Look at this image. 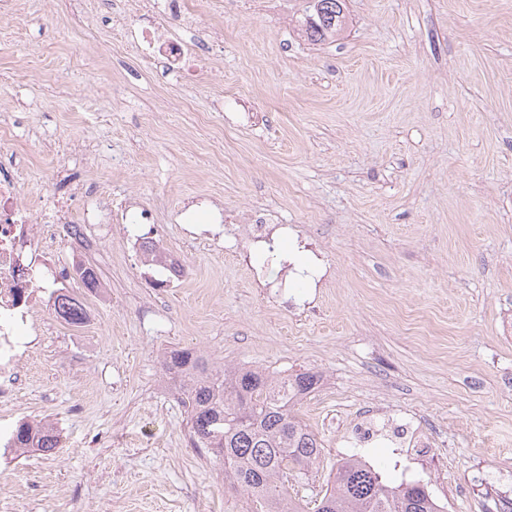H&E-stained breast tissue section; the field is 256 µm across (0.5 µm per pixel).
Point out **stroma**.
<instances>
[{
    "instance_id": "obj_1",
    "label": "stroma",
    "mask_w": 512,
    "mask_h": 512,
    "mask_svg": "<svg viewBox=\"0 0 512 512\" xmlns=\"http://www.w3.org/2000/svg\"><path fill=\"white\" fill-rule=\"evenodd\" d=\"M107 2L14 0L0 16V180L60 197L57 168L94 180L150 210L131 233L188 273L158 287L160 268L107 225L105 292L64 286L95 323L45 315L0 410V429L29 415L63 445L0 459V496L22 512H254L180 445L185 409L158 390L164 353L193 349L321 375L297 413L322 453L287 483L305 512L336 473L337 418L376 383L446 437L418 460L448 512L512 498V0H345L344 30L318 44L305 0H188L195 30L154 25L185 41L193 73L140 64ZM200 192L211 206H193ZM260 204L297 236L271 252L199 236L216 210Z\"/></svg>"
}]
</instances>
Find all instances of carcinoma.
Masks as SVG:
<instances>
[{
  "instance_id": "cac0c4a2",
  "label": "carcinoma",
  "mask_w": 512,
  "mask_h": 512,
  "mask_svg": "<svg viewBox=\"0 0 512 512\" xmlns=\"http://www.w3.org/2000/svg\"><path fill=\"white\" fill-rule=\"evenodd\" d=\"M345 22L344 0H307L304 34L312 43L336 37ZM57 314L68 324L83 323L86 313L75 298H56ZM162 370L181 381L189 429L202 447L201 438L210 421L223 440L224 455H215L224 467V480L251 496L260 512H302L285 490L288 470L305 468L321 455L322 444L294 413L295 401L314 391L321 375L299 371L273 377L262 370L224 366L188 350L168 351ZM37 437V449L51 454L58 441L50 430L30 433L21 428V445ZM315 512H437L427 488L419 483L391 484L357 458L338 464L332 488L326 490Z\"/></svg>"
}]
</instances>
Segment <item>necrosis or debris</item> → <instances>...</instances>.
<instances>
[{"label":"necrosis or debris","mask_w":512,"mask_h":512,"mask_svg":"<svg viewBox=\"0 0 512 512\" xmlns=\"http://www.w3.org/2000/svg\"><path fill=\"white\" fill-rule=\"evenodd\" d=\"M81 195L93 200V207L60 198L34 205L22 197L18 181L0 180V405L13 403L20 370L33 357L31 331L51 301L47 288L80 278L103 244L96 227L110 222L111 203L89 184L82 185ZM287 230V225L269 223L263 213L250 210L243 223L224 225L222 232L270 249ZM64 236L76 245L78 258L60 267L49 255ZM339 442L345 448L386 444L412 450L431 445L415 417L383 408L356 417L343 428Z\"/></svg>","instance_id":"1"}]
</instances>
